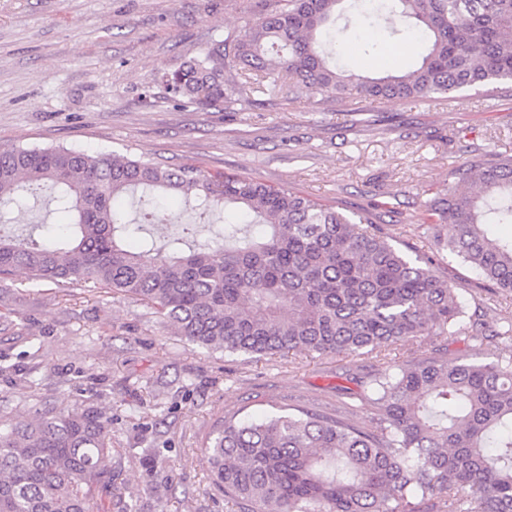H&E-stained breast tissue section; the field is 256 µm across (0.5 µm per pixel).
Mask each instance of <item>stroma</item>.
<instances>
[{
  "instance_id": "obj_1",
  "label": "stroma",
  "mask_w": 512,
  "mask_h": 512,
  "mask_svg": "<svg viewBox=\"0 0 512 512\" xmlns=\"http://www.w3.org/2000/svg\"><path fill=\"white\" fill-rule=\"evenodd\" d=\"M257 0H0V151L66 147L177 168L232 173L290 187L347 216L369 215L411 257H432L467 314L486 329L512 323V294L478 273L418 221L431 190L478 159L512 156V83L488 96L393 99L365 110L353 94L264 91L202 108L177 101L164 71L237 34ZM373 30L353 47L332 42L339 68L378 77L401 52L413 68L423 42L403 28ZM0 413L30 417L46 403L90 400L112 418L110 512H228L203 460L227 414L293 406L373 423L360 380L419 357L512 359V347L467 334L430 336L357 357L292 352L228 355L192 347L136 299L90 284L0 282Z\"/></svg>"
}]
</instances>
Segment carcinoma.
I'll return each instance as SVG.
<instances>
[{"mask_svg": "<svg viewBox=\"0 0 512 512\" xmlns=\"http://www.w3.org/2000/svg\"><path fill=\"white\" fill-rule=\"evenodd\" d=\"M344 0H261L260 17L164 73L201 107L288 80V95L354 91L372 108L512 81V0H387L385 20L414 27L424 51L399 75L356 77L331 65L317 33ZM248 71L252 81H224ZM470 190L433 191L419 221L443 247L512 292V158L462 164ZM45 193L71 221L51 238L0 235V280L91 283L129 295L192 346L246 354L356 356L456 328L478 337L433 260H411L368 219L348 218L288 187L192 165L165 168L63 147L0 152V208ZM183 198L205 218L224 208V241L196 224L159 244L144 236L157 199ZM360 428L317 411L224 416L204 457L238 512H512V361L450 365L424 354L373 374ZM112 418L92 403L0 415V512H109Z\"/></svg>", "mask_w": 512, "mask_h": 512, "instance_id": "carcinoma-1", "label": "carcinoma"}]
</instances>
